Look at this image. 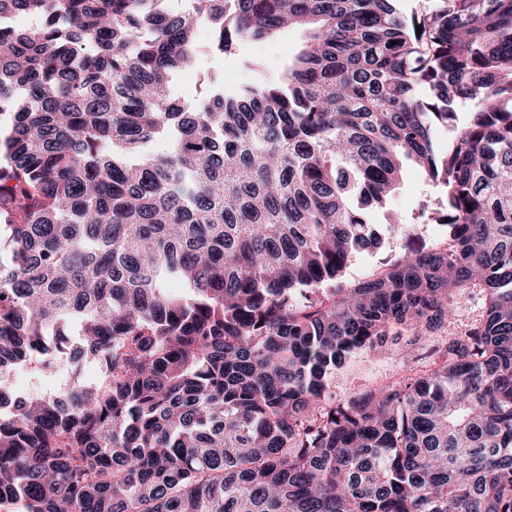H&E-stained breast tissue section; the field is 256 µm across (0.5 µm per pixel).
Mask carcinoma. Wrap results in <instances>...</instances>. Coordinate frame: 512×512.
<instances>
[{"label":"carcinoma","instance_id":"obj_1","mask_svg":"<svg viewBox=\"0 0 512 512\" xmlns=\"http://www.w3.org/2000/svg\"><path fill=\"white\" fill-rule=\"evenodd\" d=\"M168 2L0 0V405L20 365L104 369L0 411V510L512 512V0ZM205 24L218 55L307 39L188 110ZM405 159L448 243L347 282ZM474 289L422 370L336 395ZM413 336H387L373 350L353 355L336 370V394L349 396L365 389L386 385L409 373L410 362L404 361L401 351Z\"/></svg>","mask_w":512,"mask_h":512}]
</instances>
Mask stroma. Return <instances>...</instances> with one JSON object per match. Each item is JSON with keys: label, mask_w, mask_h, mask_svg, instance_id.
<instances>
[{"label": "stroma", "mask_w": 512, "mask_h": 512, "mask_svg": "<svg viewBox=\"0 0 512 512\" xmlns=\"http://www.w3.org/2000/svg\"><path fill=\"white\" fill-rule=\"evenodd\" d=\"M303 38L301 30L290 28L271 40L238 45L231 53L220 57L210 53L211 31L209 27H202L199 40L203 52L199 63L195 68L176 74L171 86L172 96L177 101H195L205 91L204 78L210 72L216 73L219 83L228 89L277 76L289 56L296 53ZM443 204L442 192L427 180L414 162H405L400 183L392 193L388 207L372 215L373 223L386 232L384 242L380 249L363 252L353 258L346 271L347 280L366 277L390 264L398 258L404 245L431 247L447 242V228L430 220L431 214L441 210ZM393 219L414 225L411 238L388 232V224ZM483 307L484 299L477 293L458 299L454 305L452 328L443 327L423 333L418 338L419 351L435 348L447 339L450 329L463 328L476 318ZM405 344V339L389 336L373 350L353 355L336 372L334 385L337 395H353L408 374L411 364L401 357Z\"/></svg>", "instance_id": "1"}]
</instances>
